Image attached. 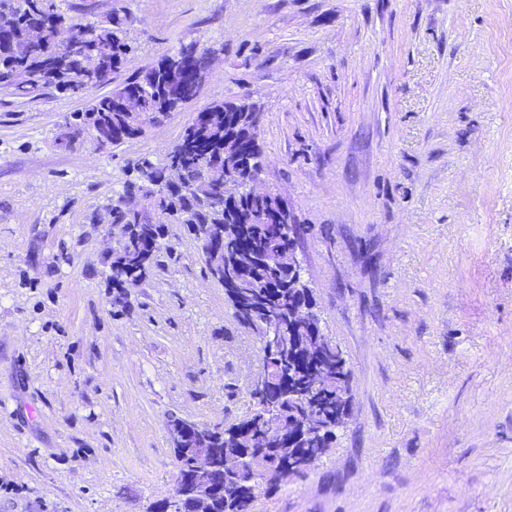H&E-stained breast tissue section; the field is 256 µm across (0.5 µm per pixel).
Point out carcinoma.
Here are the masks:
<instances>
[{
    "label": "carcinoma",
    "mask_w": 512,
    "mask_h": 512,
    "mask_svg": "<svg viewBox=\"0 0 512 512\" xmlns=\"http://www.w3.org/2000/svg\"><path fill=\"white\" fill-rule=\"evenodd\" d=\"M64 0H0V85L13 88L20 97L36 98L48 88L64 93H77L82 80L80 68L59 64L52 75L42 67V59L58 40L56 22L67 18L75 38L93 54L96 68L94 89L85 90L88 105L77 119L76 128L61 139L72 144L77 136L94 148L103 146L99 134L108 136L112 148L124 140L143 133V126L129 125L127 113L117 109L116 98L136 91L142 98L145 123L156 124L176 111L175 100L161 92L168 82L167 65L182 59L191 73H205L209 67V47L196 41L181 44L176 53L158 65L124 79L108 92L103 88L114 82L125 59L133 50L128 18L117 12L96 21H87L62 8ZM40 28L41 38L34 41L32 31ZM207 117H193L180 139L166 157L154 161L142 157L134 164V176L127 180L117 199L158 193L145 215L147 224L133 232L124 244L112 248L106 280L115 302H123L126 285L144 280L162 248L165 227L182 224L193 235L202 232L217 242L215 251L204 250L206 268L219 261L238 279L245 310L234 309L237 320L259 332L260 326L274 320L288 319V310L303 306L314 309L312 290L297 291L288 280L283 257L297 249L292 227L282 229L274 223L286 210L274 194L263 197L240 196L233 202L224 198V167L243 175L261 172V149L258 143L259 112L256 103L242 98L215 102L203 108ZM177 167L178 178L166 180L168 170ZM317 314L294 323L290 343L308 352L314 368L327 374L341 372L346 390H351L349 366L336 368V361H346L339 344L326 335L313 336L312 325ZM277 383L266 402L271 408L262 422L251 411L237 422L224 427V434L210 441L209 447L254 456V466L243 470L236 484L224 486V472L210 475L212 484L220 487L214 495L212 512H252L261 492L257 480L260 469L288 470L298 453L319 459L332 448L336 430L342 426L349 400H342L336 390L320 388L303 374L289 373L286 366H276ZM295 419L296 432L291 450L280 448L274 434L281 421ZM189 435L174 447L175 484L170 502L178 512H190L187 496L181 494L186 478L192 475L191 449L197 447L199 427L186 426ZM263 432L266 449L255 447L253 435Z\"/></svg>",
    "instance_id": "cac0c4a2"
}]
</instances>
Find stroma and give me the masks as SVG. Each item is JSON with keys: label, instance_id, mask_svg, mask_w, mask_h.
<instances>
[{"label": "stroma", "instance_id": "1", "mask_svg": "<svg viewBox=\"0 0 512 512\" xmlns=\"http://www.w3.org/2000/svg\"><path fill=\"white\" fill-rule=\"evenodd\" d=\"M125 10L124 75L193 40L198 96L106 152L58 138L83 97L0 86V512H150L169 416L252 407L256 335L182 225L120 313L93 221L193 113L249 97L259 191L298 232L352 371L332 448L254 512H512V0H66Z\"/></svg>", "mask_w": 512, "mask_h": 512}]
</instances>
